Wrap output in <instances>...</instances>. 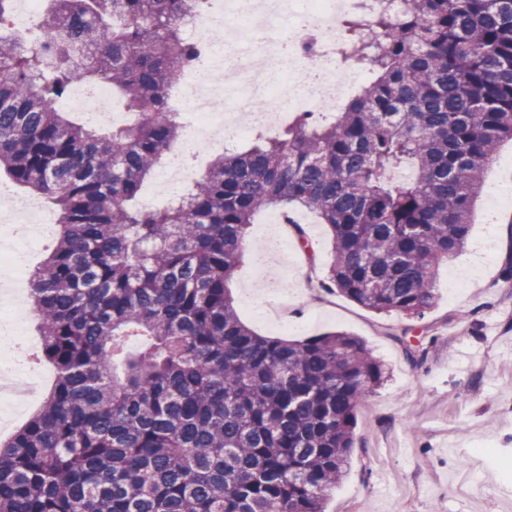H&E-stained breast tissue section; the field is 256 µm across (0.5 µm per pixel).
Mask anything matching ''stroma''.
Wrapping results in <instances>:
<instances>
[{"label": "stroma", "mask_w": 512, "mask_h": 512, "mask_svg": "<svg viewBox=\"0 0 512 512\" xmlns=\"http://www.w3.org/2000/svg\"><path fill=\"white\" fill-rule=\"evenodd\" d=\"M296 215L314 247L315 271L324 274L332 232L312 211ZM510 220L512 209H490L483 197L476 201L470 236L491 227L493 259L466 288L438 291L423 319L431 330L420 366L407 363L396 341L406 319L337 293L324 295L305 336H357L387 370L360 410L351 465L326 512H512V288L498 279L512 249ZM246 287L265 288L248 253L228 288L248 328L277 336L275 327L240 303Z\"/></svg>", "instance_id": "stroma-1"}]
</instances>
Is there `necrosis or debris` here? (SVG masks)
<instances>
[{"mask_svg":"<svg viewBox=\"0 0 512 512\" xmlns=\"http://www.w3.org/2000/svg\"><path fill=\"white\" fill-rule=\"evenodd\" d=\"M401 0H214L191 14L186 33L205 51L169 90L184 136L163 173L161 195L177 197L192 178L190 159L232 146L245 131L274 128L289 116H320L368 75L343 39L340 21L386 9L399 14ZM106 85L75 82L62 102L87 122L113 124ZM56 217L36 198L0 190V400L32 403L38 366L27 352L33 341L13 290L26 272L31 248L52 234Z\"/></svg>","mask_w":512,"mask_h":512,"instance_id":"1","label":"necrosis or debris"}]
</instances>
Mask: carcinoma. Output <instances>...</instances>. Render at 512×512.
I'll return each instance as SVG.
<instances>
[{"label": "carcinoma", "mask_w": 512, "mask_h": 512, "mask_svg": "<svg viewBox=\"0 0 512 512\" xmlns=\"http://www.w3.org/2000/svg\"><path fill=\"white\" fill-rule=\"evenodd\" d=\"M402 2L343 21L373 79L331 119L224 151L162 208L138 199L181 131L167 89L202 52L180 19L209 0H50L46 40L0 36V171L58 215L30 287L56 381L0 441V512H325L384 365L343 332L255 334L227 281L261 207L304 208L333 231L327 292L433 306L512 141V0ZM77 79L135 119L73 122L54 102ZM512 156V142L510 141H507V142H504L502 143L493 160L490 162V164L487 166L485 172H484V181H485V186L487 187V184L488 182L493 178V177H498L502 180H508L510 177H512V169L510 168H501L499 167L498 163L499 161L507 156V155H510Z\"/></svg>", "instance_id": "obj_1"}]
</instances>
